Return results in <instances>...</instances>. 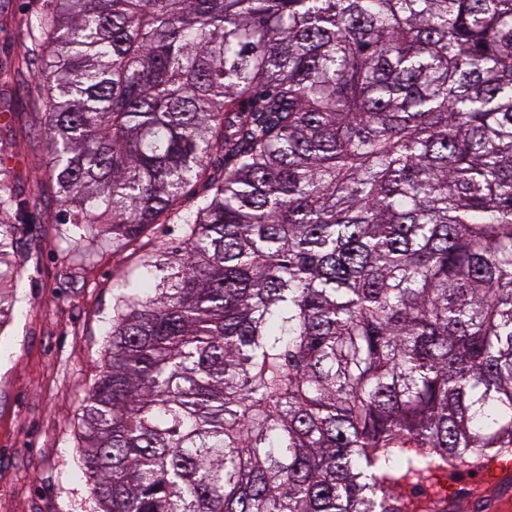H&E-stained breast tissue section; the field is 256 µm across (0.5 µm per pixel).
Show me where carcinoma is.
<instances>
[{"label": "carcinoma", "mask_w": 512, "mask_h": 512, "mask_svg": "<svg viewBox=\"0 0 512 512\" xmlns=\"http://www.w3.org/2000/svg\"><path fill=\"white\" fill-rule=\"evenodd\" d=\"M18 29L79 260L148 246L83 400L101 512H438L512 457V0H46Z\"/></svg>", "instance_id": "cac0c4a2"}]
</instances>
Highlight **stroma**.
<instances>
[{"instance_id":"1","label":"stroma","mask_w":512,"mask_h":512,"mask_svg":"<svg viewBox=\"0 0 512 512\" xmlns=\"http://www.w3.org/2000/svg\"><path fill=\"white\" fill-rule=\"evenodd\" d=\"M37 81L0 83V151L26 227L14 263L17 302L0 323V512H98L81 466L82 400L104 363L112 291L138 264L140 243L98 247L80 264L58 219L56 188L35 178L46 160Z\"/></svg>"}]
</instances>
